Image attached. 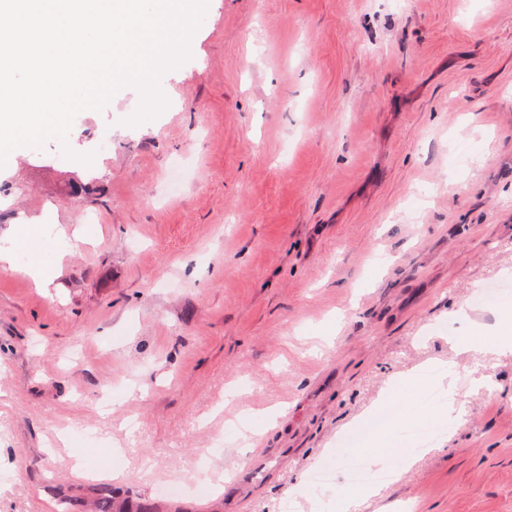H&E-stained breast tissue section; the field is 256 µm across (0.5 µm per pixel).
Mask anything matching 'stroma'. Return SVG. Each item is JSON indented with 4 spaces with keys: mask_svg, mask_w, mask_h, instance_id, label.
<instances>
[{
    "mask_svg": "<svg viewBox=\"0 0 512 512\" xmlns=\"http://www.w3.org/2000/svg\"><path fill=\"white\" fill-rule=\"evenodd\" d=\"M190 53L157 117L127 86L0 167V512H92L78 458L159 512H338L337 435L439 360L458 429L356 512H512V353L448 340L512 301V0H208ZM20 246L28 257V267L37 275L43 260V241L34 230H25Z\"/></svg>",
    "mask_w": 512,
    "mask_h": 512,
    "instance_id": "35a3bbf8",
    "label": "stroma"
}]
</instances>
